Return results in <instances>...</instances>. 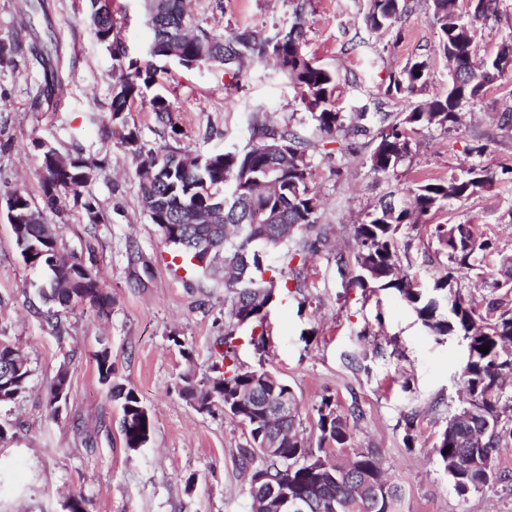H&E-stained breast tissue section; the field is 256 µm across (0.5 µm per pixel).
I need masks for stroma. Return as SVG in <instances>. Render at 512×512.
I'll return each instance as SVG.
<instances>
[{"label":"stroma","mask_w":512,"mask_h":512,"mask_svg":"<svg viewBox=\"0 0 512 512\" xmlns=\"http://www.w3.org/2000/svg\"><path fill=\"white\" fill-rule=\"evenodd\" d=\"M0 0V42L20 40L50 53L61 85L41 106L32 96L43 72L27 57L0 64V197L24 191L41 202L39 152L44 141L60 150L82 148L102 160L83 193L106 215L92 223L73 198L61 213L45 217L63 256L89 261L112 295V311L63 312V336L43 313L37 287L45 274L25 265L13 232L0 217V336L27 353L33 375L28 393L0 406V421L14 436L0 443V512H63L67 494L82 491L88 512H248V484L236 450L244 428L223 411L197 412L179 394L186 369L205 374L224 334V285L194 269L142 211L135 163L112 132L110 103L115 62L91 32L86 0ZM368 0H310L305 15V51L337 77L336 106L366 112L376 127L378 112H407L410 101L388 99L391 74L408 62L426 60V96L448 87V61L438 47L432 0H411L407 14L389 31L364 23ZM197 23L223 33L252 27L265 31L293 21V0H189ZM115 31L129 57L147 54L151 33L142 0H114ZM158 87L172 103L180 127L171 137L140 104L127 114L145 148L178 146L209 154L249 143L253 119L292 127L311 144L312 184L322 201L321 221L329 241L307 258L289 260L290 282L269 307L264 344L251 329L236 335L237 358L246 368L265 367L295 396L304 435L317 445L315 411L330 397L341 415L359 409L346 455L374 452L386 478L399 485L398 512H512V453L500 452L497 480L457 494L435 452L448 414L464 397L460 371L466 343L428 335L394 290L350 285L336 256L354 246V226L388 192L408 194L421 182L448 179L479 165L492 172L512 167V127L500 113L512 108V74L487 86L462 110L455 130H420L413 152L395 173H373L370 137L352 138L349 150L323 144L298 88L273 66L256 64L240 77L221 66L184 67L170 62ZM434 224H469L497 251L490 266L462 270L466 298L484 306L495 284L512 271V182L448 206L426 224L403 225L400 264L420 287L447 265ZM300 286H293L292 277ZM109 348L114 379L138 393L154 429L144 448H125L120 411L109 386L100 382L95 355ZM68 363L70 390L58 417L46 408V391L60 363ZM416 413L414 430L404 417Z\"/></svg>","instance_id":"1"}]
</instances>
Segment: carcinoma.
<instances>
[{"label": "carcinoma", "mask_w": 512, "mask_h": 512, "mask_svg": "<svg viewBox=\"0 0 512 512\" xmlns=\"http://www.w3.org/2000/svg\"><path fill=\"white\" fill-rule=\"evenodd\" d=\"M89 19L94 36L117 61L112 86L110 120L113 132L133 156L150 159V168L136 165L138 195L142 209L155 224L165 243L180 255L193 259L202 254L198 244L213 246L212 255L224 254V265L206 260L198 269L211 278L224 279L230 306L224 312V338L220 344L221 365L214 366L213 383L197 382L187 368L179 376V393L197 411L211 412L220 407L244 427L246 443L238 448L240 468L250 476H261L264 483L285 486L305 494L307 512H396L400 488L385 478L378 457L360 453L342 460L330 452L332 446L349 441L348 418L336 414L329 398L317 407L318 446L313 449L300 430L298 412L277 415L283 399L295 401L289 385L260 366L244 369L234 359L233 340L241 325L264 326L269 305L278 294L275 277L263 278L272 270L271 260L293 244L312 246L322 242L326 229L320 224L322 202L311 186L312 165L309 144L301 141L290 126L269 127L256 120L249 144L223 152L194 156L180 148L146 150L137 127L127 123L125 113L141 102L155 119L177 134L172 121L171 102L161 94L146 98L145 93L159 80L160 70L153 59L176 56L202 65H222L235 75L245 66L266 58L277 60L280 70L302 92V103L315 129L325 142L349 135L365 136L370 129L362 124L367 113L356 115L354 123L336 109V75L309 58L304 50V15L308 0H296L294 20L286 30L272 35L260 29L237 30L226 36L200 28L187 9L186 0H143L153 40L151 59H127V51L114 34L109 0H89ZM408 11V0H369L367 26L388 30ZM497 12V0H474L460 14L454 0H433V20L439 48L454 70L448 89L441 95L414 106L401 118L388 112L376 113L378 140L369 157L370 168L378 174L397 171L411 157L412 133L432 126L451 130L461 120L462 109L475 102L487 85L512 72V38L505 39L491 55H480L476 42L477 24ZM26 51L32 64L47 68L44 53L32 45L0 43V61ZM429 80L428 64L415 60L389 78L384 95L392 99L410 98L422 91ZM41 149L39 178L43 206H37L20 190L9 193L14 214L25 220L14 225L15 244L23 261L48 272L45 302L73 310L89 306L101 316L112 311V295L102 286L93 266L81 260L60 257L56 239L45 221L44 210L57 209L62 196L74 200L104 221L93 197H82L88 179L83 173L99 168L96 161L76 149L66 155L55 147ZM497 176L472 166L458 177L431 182L410 190L397 205L392 194L382 197L375 208L355 226L356 248L339 254L340 267L351 274L349 283L359 287L393 289L415 312L426 332L436 338L462 335L470 342L468 359L461 371L466 402L460 412L470 416L459 429L447 426L435 446L440 463L453 485L464 494L478 489L496 477L482 467L464 468L459 463L478 455L492 465L500 449L512 442V417L502 409L512 402L503 378L512 375V309L505 296L512 292V281L502 284L504 296L488 301L485 312L458 306L448 310V282L458 283V273L471 269L478 259L486 260L493 244L474 231L457 232L458 244L448 240L453 226L437 224L434 237L448 251V265L434 279L431 289L419 287L400 273L397 234L404 224H417L422 217L448 206L449 197L467 199L492 188ZM487 345L484 354L479 348ZM99 380L110 386L112 399L121 403V433L125 448L136 451L149 441L152 419L131 389L114 382V366L106 348L95 355ZM32 369L27 355L15 343L0 338V405L16 402L29 389ZM70 387L67 363L58 367L46 393V405L58 414L55 401L60 387ZM250 512H275L273 501L259 488L248 484Z\"/></svg>", "instance_id": "1"}]
</instances>
